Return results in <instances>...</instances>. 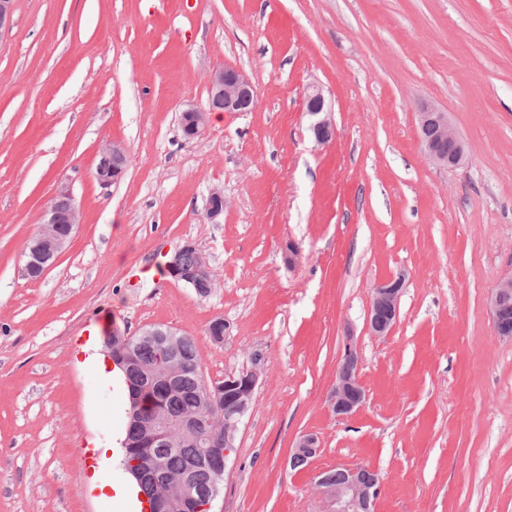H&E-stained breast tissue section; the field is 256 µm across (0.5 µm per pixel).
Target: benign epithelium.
I'll use <instances>...</instances> for the list:
<instances>
[{
  "label": "benign epithelium",
  "instance_id": "7a95c632",
  "mask_svg": "<svg viewBox=\"0 0 512 512\" xmlns=\"http://www.w3.org/2000/svg\"><path fill=\"white\" fill-rule=\"evenodd\" d=\"M209 95L219 100L217 105L192 107L183 111L180 126L183 136L192 140L201 135L212 112H249L255 105V89L244 73L232 66L216 69L209 79ZM305 112L310 119V130L317 144L324 145L334 136L335 128L331 119L326 97L321 87L311 85L305 92ZM418 128L432 131L431 135H421L427 159L438 168L460 167L467 163L464 142L458 136L448 119V113L433 106L425 105L417 112ZM452 149H447V146ZM128 151L119 143L103 146L99 151V161L95 176L100 185L108 187L118 183L125 175ZM226 199L219 189L211 191L207 200V213L216 220L224 213ZM66 223L70 232L63 234L59 224ZM79 224V212L75 198L69 188L62 186L50 197L46 204L42 232L33 244L25 247L26 276L31 279L41 277L57 261L71 238V232ZM194 253V263L186 267L182 254L187 250ZM169 274L198 293L209 294L215 288L214 272L208 256L191 242L177 249L165 263ZM404 277H390L377 283L371 292L368 314V327L375 336H386L392 330L399 315V302L402 295ZM512 296V277L501 281L491 292L490 311L497 333L512 338V330L500 323L499 315L504 299ZM261 355L251 357V366L224 374V381H214V392L224 391L235 398L234 414L224 418V433L211 434L206 442L209 453L221 452L226 456L229 449L236 447L240 424L248 412L261 375ZM366 392L360 376L359 359L353 350L346 351L345 362L336 372V380L329 396L328 406L338 418H348L364 404ZM318 438L305 434L293 446L289 460L313 459L319 452ZM336 481H329L325 472L318 474L316 491L323 510L321 512H374L375 502L380 494V482L375 472L365 476L367 468L359 465H339L335 467ZM217 483L201 488L191 481L184 484L180 507L184 512H197L199 508H210L218 495Z\"/></svg>",
  "mask_w": 512,
  "mask_h": 512
}]
</instances>
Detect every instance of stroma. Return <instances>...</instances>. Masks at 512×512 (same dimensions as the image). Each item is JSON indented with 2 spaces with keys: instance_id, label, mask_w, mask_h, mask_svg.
<instances>
[{
  "instance_id": "stroma-1",
  "label": "stroma",
  "mask_w": 512,
  "mask_h": 512,
  "mask_svg": "<svg viewBox=\"0 0 512 512\" xmlns=\"http://www.w3.org/2000/svg\"><path fill=\"white\" fill-rule=\"evenodd\" d=\"M224 65L254 110L184 139L181 112ZM312 84L332 107L324 145ZM423 104L448 112L466 165L428 163ZM112 142L128 166L105 188ZM63 183L81 222L29 279L26 243ZM188 241L209 296L153 278ZM398 274L397 322L374 336L371 289ZM510 276L512 0H16L0 33V512H128L90 487L129 480L93 451L127 423L125 390L81 351L101 316L194 337L210 381L261 354L213 512H316V476L339 464L378 474L376 512H512V340L490 312ZM349 341L366 400L339 419L327 397ZM306 433L321 453L290 468ZM305 112L310 119V130L317 144L324 145L334 136L335 128L331 119L326 97L320 86H308L305 92ZM128 151L119 143L106 144L99 151L95 176L100 185L108 187L118 183L125 175Z\"/></svg>"
}]
</instances>
